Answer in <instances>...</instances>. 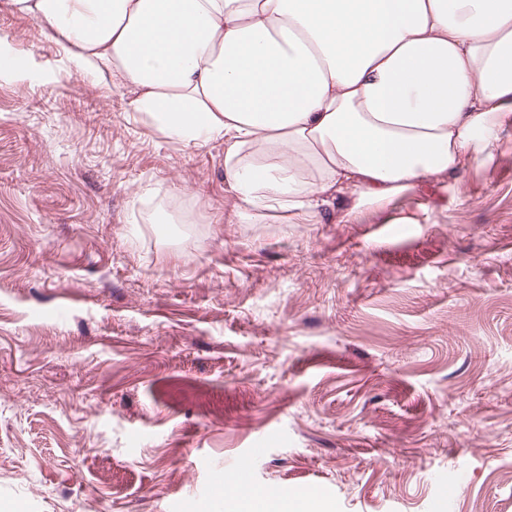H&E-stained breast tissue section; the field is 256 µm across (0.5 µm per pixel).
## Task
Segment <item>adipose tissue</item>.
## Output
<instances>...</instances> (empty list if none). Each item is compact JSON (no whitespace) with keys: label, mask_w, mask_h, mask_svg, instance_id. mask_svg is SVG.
Returning a JSON list of instances; mask_svg holds the SVG:
<instances>
[{"label":"adipose tissue","mask_w":512,"mask_h":512,"mask_svg":"<svg viewBox=\"0 0 512 512\" xmlns=\"http://www.w3.org/2000/svg\"><path fill=\"white\" fill-rule=\"evenodd\" d=\"M172 142L224 144L240 224H319L462 188L512 122V0H0ZM267 489L227 512H313Z\"/></svg>","instance_id":"1"}]
</instances>
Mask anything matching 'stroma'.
I'll use <instances>...</instances> for the list:
<instances>
[{
  "instance_id": "35a3bbf8",
  "label": "stroma",
  "mask_w": 512,
  "mask_h": 512,
  "mask_svg": "<svg viewBox=\"0 0 512 512\" xmlns=\"http://www.w3.org/2000/svg\"><path fill=\"white\" fill-rule=\"evenodd\" d=\"M1 50L0 512H213L257 446L330 512H512V123L419 223L237 224L223 142L36 21L0 11Z\"/></svg>"
}]
</instances>
